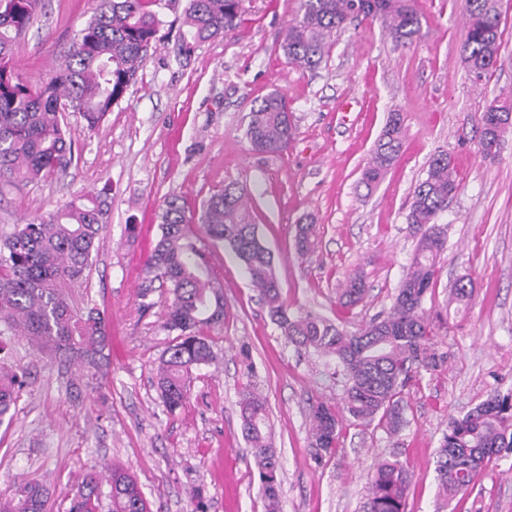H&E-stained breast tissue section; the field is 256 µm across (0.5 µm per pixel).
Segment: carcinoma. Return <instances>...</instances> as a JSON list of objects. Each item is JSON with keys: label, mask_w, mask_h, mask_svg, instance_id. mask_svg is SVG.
I'll use <instances>...</instances> for the list:
<instances>
[{"label": "carcinoma", "mask_w": 512, "mask_h": 512, "mask_svg": "<svg viewBox=\"0 0 512 512\" xmlns=\"http://www.w3.org/2000/svg\"><path fill=\"white\" fill-rule=\"evenodd\" d=\"M162 0H101L79 32L70 54L46 81L31 85L12 64L14 48L37 17L39 0H0V186L28 183L67 173L74 141L61 123L74 112L95 130L117 104L146 63L162 20L154 7ZM244 0H187L178 52L189 58L197 46L234 31ZM461 57L480 78L497 64L502 44V0H464ZM364 18L379 20L398 45L411 44L421 33L415 0H300L296 17L285 30L282 51L288 63L318 69L336 34ZM512 132V100L493 99L476 125L478 148L485 158L499 157ZM296 134L286 98L274 91L248 113L245 135L252 148L269 155L288 150ZM405 140L400 114L393 112L361 173L370 190L397 160ZM460 187L445 151L435 154L427 177L414 187L406 214L417 235L390 312L348 335L312 312L294 315L281 301L273 257L262 242L246 193L236 184L207 198L197 219L214 244L229 247L257 288L271 321L297 346L335 358L345 382L342 414L324 402L309 408L312 447L317 459L338 447L343 421L388 434L407 424L405 398L421 371L443 367L448 355L438 351L424 301L432 293L446 237L438 214ZM106 211L97 197L78 198L46 218L18 224L0 236V337L25 336L38 352L76 357L98 366L106 340V316L98 309L81 311L72 304L74 289L85 283L98 250ZM150 258L153 277L141 288L147 298L159 283L170 296L165 327L176 333L156 370L164 406L180 409L188 398L192 370L212 363L214 352L205 325L224 322V296L204 277L205 252L197 247L192 218L180 198L164 200ZM301 257L317 248L315 225L299 224L295 235ZM366 293L359 276L350 277L340 299L353 305ZM473 281L462 276L448 292V303L471 300ZM27 387L25 375L10 362L0 340V420L16 408ZM242 433L258 467L266 512H280L281 480L277 450L271 442L266 401L251 389L239 400ZM512 454V392L495 394L461 418L448 422L437 452V481L443 506L470 490L489 462ZM410 472L398 457L378 461L369 478L368 512H405ZM112 512H149L137 480L112 467L109 476ZM101 494L99 477L87 476L71 512H95ZM46 490L21 481L0 496V512H46Z\"/></svg>", "instance_id": "1"}]
</instances>
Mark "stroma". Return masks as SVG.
Listing matches in <instances>:
<instances>
[{
	"instance_id": "stroma-1",
	"label": "stroma",
	"mask_w": 512,
	"mask_h": 512,
	"mask_svg": "<svg viewBox=\"0 0 512 512\" xmlns=\"http://www.w3.org/2000/svg\"><path fill=\"white\" fill-rule=\"evenodd\" d=\"M185 5L161 6L164 24L143 69L98 128L86 130L77 114L65 113L75 144L67 175L0 195L7 231L73 198L104 196L106 227L79 302L110 322L95 369L57 362L12 338L11 361L29 385L12 420L0 423V492L33 479L48 492L49 512H69L90 469L114 464L136 478L150 512H265L241 430L238 401L249 388L268 403L281 512H365L373 465L395 454L411 472L406 512H437L436 453L449 418L512 390V133L491 162L472 132L488 102L512 95V0H503L498 63L481 79L460 58L463 0H417L421 35L404 47L379 22L361 21L337 36L313 72L289 65L279 47L298 0H245L237 30L188 59L177 51ZM96 6L41 0L14 51L23 78L47 79ZM274 90L287 98L296 125L280 155L254 151L245 136L252 105ZM392 112L404 120L406 141L369 190L359 184L361 172ZM440 150L451 155L460 188L439 218L447 248L424 307L448 361L411 387L405 429L344 427L336 452L316 459L306 414L315 401L341 404L334 359L288 344L231 249L204 239L207 273L224 293L223 323L201 330L217 360L195 369L184 407L167 411L155 380L175 339L163 326L167 298L153 293L146 308L140 297L166 197H182L195 215L225 184L243 187L290 313L311 311L353 334L394 301L416 244L407 201ZM300 224L318 233L306 258L295 248ZM355 274L366 297L340 307L339 290ZM464 275L473 297L449 308L448 290ZM450 509L512 512V460L491 461Z\"/></svg>"
}]
</instances>
